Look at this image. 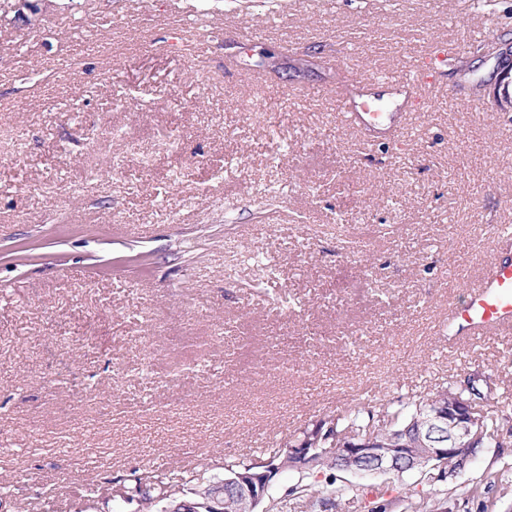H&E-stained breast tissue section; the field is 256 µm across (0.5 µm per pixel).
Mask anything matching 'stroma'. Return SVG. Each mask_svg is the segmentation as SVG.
I'll return each mask as SVG.
<instances>
[{
  "label": "stroma",
  "mask_w": 512,
  "mask_h": 512,
  "mask_svg": "<svg viewBox=\"0 0 512 512\" xmlns=\"http://www.w3.org/2000/svg\"><path fill=\"white\" fill-rule=\"evenodd\" d=\"M0 0V512H135L104 474L190 471L492 376L496 443L437 512H512V340L438 326L512 224V0ZM206 15L170 46L173 14ZM473 38L404 136L362 151L333 87ZM73 67L61 68L62 51ZM348 64H340V57ZM351 225L358 243L327 235ZM329 472L311 480L326 486ZM332 512H398L374 475Z\"/></svg>",
  "instance_id": "stroma-1"
}]
</instances>
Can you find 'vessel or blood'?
Listing matches in <instances>:
<instances>
[{
	"instance_id": "obj_1",
	"label": "vessel or blood",
	"mask_w": 512,
	"mask_h": 512,
	"mask_svg": "<svg viewBox=\"0 0 512 512\" xmlns=\"http://www.w3.org/2000/svg\"><path fill=\"white\" fill-rule=\"evenodd\" d=\"M465 39L437 46L422 56L406 75L382 74L356 81L336 94V118L343 126L363 133L364 148L381 141H394L405 128L400 111L373 112L368 104L387 95H401L426 107V88L437 84L450 56L462 51ZM496 246L480 275L468 280L465 299L448 312V333L468 342L482 336L512 334V227L495 226Z\"/></svg>"
}]
</instances>
